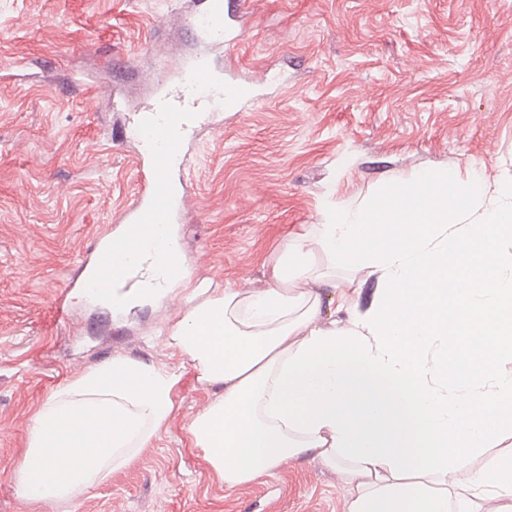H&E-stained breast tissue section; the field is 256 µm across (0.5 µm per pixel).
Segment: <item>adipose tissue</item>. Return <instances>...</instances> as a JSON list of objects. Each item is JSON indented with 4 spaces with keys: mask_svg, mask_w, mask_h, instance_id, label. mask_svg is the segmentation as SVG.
Returning a JSON list of instances; mask_svg holds the SVG:
<instances>
[{
    "mask_svg": "<svg viewBox=\"0 0 512 512\" xmlns=\"http://www.w3.org/2000/svg\"><path fill=\"white\" fill-rule=\"evenodd\" d=\"M394 209L337 208L305 224L266 287L196 288L168 343L220 395L190 427L230 487L311 458L339 469L349 512H512V179L444 173L391 186ZM328 263L318 266L317 255ZM386 276L378 307L319 323V287L354 292L337 265ZM173 374L115 358L65 381L36 411L17 470L32 507L127 468L174 408Z\"/></svg>",
    "mask_w": 512,
    "mask_h": 512,
    "instance_id": "1",
    "label": "adipose tissue"
}]
</instances>
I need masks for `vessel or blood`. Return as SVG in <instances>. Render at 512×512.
Instances as JSON below:
<instances>
[{"label":"vessel or blood","mask_w":512,"mask_h":512,"mask_svg":"<svg viewBox=\"0 0 512 512\" xmlns=\"http://www.w3.org/2000/svg\"><path fill=\"white\" fill-rule=\"evenodd\" d=\"M234 15L230 0H204L203 8L187 17L204 50L162 77L153 100L122 128V138L139 148L133 164L143 185L118 217V230L93 239L91 275L74 279L73 287L108 295L145 279L156 288L188 275V267L165 259L170 245L180 242L166 237L167 226L186 223L190 215L189 195L173 174L185 170L186 145L199 129L212 126L216 113L239 112L257 100L255 85L227 77L209 52L213 46L229 52L241 44L244 33L232 26Z\"/></svg>","instance_id":"vessel-or-blood-1"}]
</instances>
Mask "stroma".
Here are the masks:
<instances>
[{
    "instance_id": "35a3bbf8",
    "label": "stroma",
    "mask_w": 512,
    "mask_h": 512,
    "mask_svg": "<svg viewBox=\"0 0 512 512\" xmlns=\"http://www.w3.org/2000/svg\"><path fill=\"white\" fill-rule=\"evenodd\" d=\"M197 3L0 0V63H28L0 73V512H31L16 472L37 409L115 357L173 373L175 408L131 466L42 512H349L339 473L309 458L232 488L212 470L190 426L215 390L167 342L181 307L116 313L78 290L56 306L140 188L120 127L159 64L198 49L182 18ZM237 25L226 66L284 81L196 140L180 227L194 284L264 287L300 225L388 205L416 172L512 175V0H248ZM356 278L346 311L322 289L323 326L363 314L364 291L380 300L381 273Z\"/></svg>"
}]
</instances>
